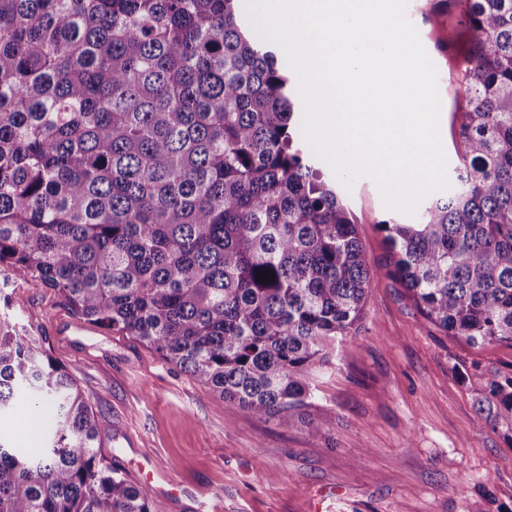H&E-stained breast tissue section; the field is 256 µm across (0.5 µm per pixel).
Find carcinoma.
Listing matches in <instances>:
<instances>
[{
  "label": "carcinoma",
  "instance_id": "obj_1",
  "mask_svg": "<svg viewBox=\"0 0 512 512\" xmlns=\"http://www.w3.org/2000/svg\"><path fill=\"white\" fill-rule=\"evenodd\" d=\"M446 2L468 44L455 185L380 222L384 269L448 335L512 347V0ZM295 109L237 0H0V265L225 406L303 419L375 267ZM478 394L512 438V374ZM22 402L51 423L34 451L0 439V512H150L69 372L1 318L0 413Z\"/></svg>",
  "mask_w": 512,
  "mask_h": 512
}]
</instances>
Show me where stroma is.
I'll use <instances>...</instances> for the list:
<instances>
[{
    "mask_svg": "<svg viewBox=\"0 0 512 512\" xmlns=\"http://www.w3.org/2000/svg\"><path fill=\"white\" fill-rule=\"evenodd\" d=\"M436 66L447 176L466 65L452 6L409 0ZM342 197L378 271L358 328L313 369L304 423L227 408L138 340L73 317L42 281L0 271V314L65 366L100 415L103 448L134 478L149 456L171 498L151 512H512V441L476 411L479 374L512 371V347H469L428 322L382 269L380 221L390 216L377 182L356 178ZM44 416H0L14 446L40 442ZM364 456H357V449Z\"/></svg>",
    "mask_w": 512,
    "mask_h": 512,
    "instance_id": "35a3bbf8",
    "label": "stroma"
}]
</instances>
